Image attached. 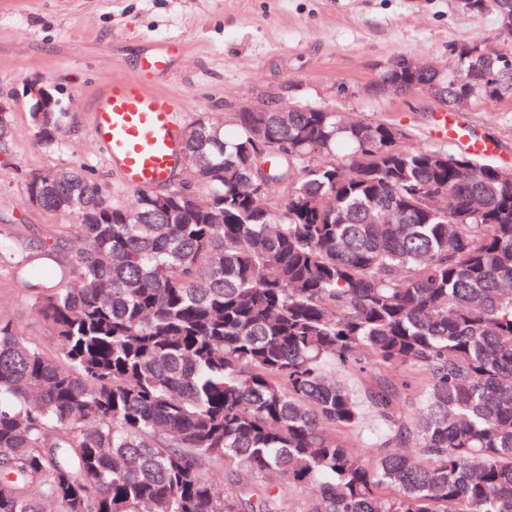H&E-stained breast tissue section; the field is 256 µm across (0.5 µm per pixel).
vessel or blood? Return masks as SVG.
I'll use <instances>...</instances> for the list:
<instances>
[{
  "instance_id": "vessel-or-blood-1",
  "label": "vessel or blood",
  "mask_w": 512,
  "mask_h": 512,
  "mask_svg": "<svg viewBox=\"0 0 512 512\" xmlns=\"http://www.w3.org/2000/svg\"><path fill=\"white\" fill-rule=\"evenodd\" d=\"M179 50L176 43L157 47L141 60L139 80L112 79L99 87L94 135L125 183L135 189L168 182L182 161L174 119L177 105L149 88L151 79L169 69Z\"/></svg>"
}]
</instances>
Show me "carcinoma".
I'll use <instances>...</instances> for the list:
<instances>
[{"mask_svg": "<svg viewBox=\"0 0 512 512\" xmlns=\"http://www.w3.org/2000/svg\"><path fill=\"white\" fill-rule=\"evenodd\" d=\"M489 11L512 28V0H473ZM424 84L501 99L512 49L459 45L427 73L400 56L374 89ZM30 118L53 145L61 113ZM401 137L309 105L230 112L182 134L202 197L116 206L73 170L30 176L85 246L70 266L0 248L58 344L0 319V512H285L309 486L306 512H512V179ZM363 352L426 375L417 411L335 378ZM368 423L364 453L336 436ZM410 441L419 459L392 451Z\"/></svg>", "mask_w": 512, "mask_h": 512, "instance_id": "obj_1", "label": "carcinoma"}]
</instances>
